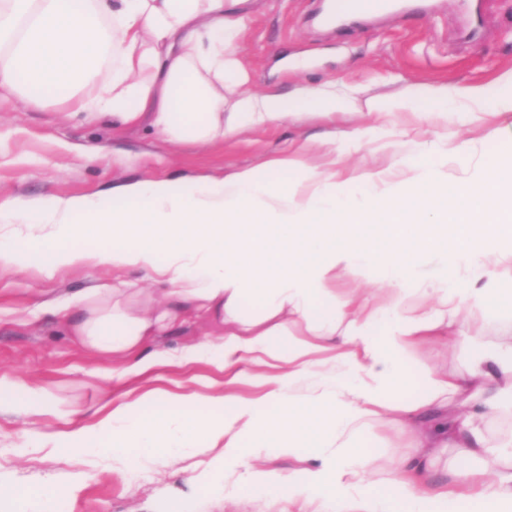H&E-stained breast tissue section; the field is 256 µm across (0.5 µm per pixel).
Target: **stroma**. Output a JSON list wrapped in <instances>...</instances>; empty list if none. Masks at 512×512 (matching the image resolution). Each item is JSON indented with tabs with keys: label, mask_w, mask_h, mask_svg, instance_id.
Returning <instances> with one entry per match:
<instances>
[{
	"label": "stroma",
	"mask_w": 512,
	"mask_h": 512,
	"mask_svg": "<svg viewBox=\"0 0 512 512\" xmlns=\"http://www.w3.org/2000/svg\"><path fill=\"white\" fill-rule=\"evenodd\" d=\"M325 0H253L235 47L246 72L244 91L288 95L301 87L324 89L358 101L386 102L406 96L409 89L444 86L458 93L478 87L490 99L512 94V0H472L483 17L477 44L467 43L465 15L456 0H428L398 17L376 15L338 28L319 24ZM304 60L305 68L290 69L286 60ZM436 102H416L393 118L390 132L350 151L349 163L381 170L400 159L418 156L424 146L439 154L462 141L475 144L476 160L493 161L505 148L492 136L498 118L473 121L459 114L452 124L434 119L418 122L417 113L440 111ZM352 114L336 125L314 115L252 129L209 148L172 147L141 130L115 132L104 125L58 124L52 106L15 104L0 113V128L13 130L7 150L0 152V193L43 199L72 195H107L113 184L137 178L204 179L239 168H262L302 142L310 144L313 164L330 160L324 139L328 130L338 138L364 126ZM98 145L110 152L107 163H90L65 153L61 142ZM130 279L151 286L144 273L109 267H75L48 277L37 268L0 272V482L26 492V502L0 500V512H44L36 493L47 485L66 489L65 512H270L262 496L228 500L224 473L212 465V452L159 453L137 475L116 463L87 457L64 458L44 444L46 436L68 431L91 420L108 399L151 389L214 393L224 373L214 363H184L181 350L204 340L206 328L196 320L160 333L149 350L169 354L168 364L151 373L122 376L126 361L84 349L74 343L50 305L89 288L96 281ZM470 352H413L405 365L404 399L416 398L429 369L466 372ZM20 386L41 388L47 398L42 415L12 412L10 400ZM409 437L383 426L367 430L360 441L371 466H398Z\"/></svg>",
	"instance_id": "obj_1"
}]
</instances>
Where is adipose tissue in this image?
I'll list each match as a JSON object with an SVG mask.
<instances>
[{
	"mask_svg": "<svg viewBox=\"0 0 512 512\" xmlns=\"http://www.w3.org/2000/svg\"><path fill=\"white\" fill-rule=\"evenodd\" d=\"M244 0H0V107L50 101L64 117L113 130L144 129L172 145L206 147L247 129L354 102L298 89L242 94L233 55ZM307 144L217 180L140 179L96 196H0V272L38 264L46 276L84 266L134 268L166 287L100 283L65 304L80 345L137 359L128 375L166 364L140 353L147 337L205 316L221 337L187 348L208 359L224 388L156 389L108 401L95 421L59 434L67 457L110 456L137 469L160 451L198 440L219 449L224 491L267 493L296 512H512V465L493 473L451 468L429 483L442 455L494 456L484 423L512 412V340L471 343L466 374L426 373L405 401L410 350L457 341L460 321L490 301L512 307V149L492 163L455 157L465 185L448 192L440 164L420 159L357 172L334 155L307 163ZM102 240L79 250L73 240ZM378 285L377 294L364 292ZM253 299L255 310L244 307ZM246 383L252 397L237 393ZM150 416H142L143 407ZM221 418H212V410ZM384 424L409 430L413 453L397 468H369L358 437ZM268 446L296 466L260 465Z\"/></svg>",
	"mask_w": 512,
	"mask_h": 512,
	"instance_id": "1",
	"label": "adipose tissue"
}]
</instances>
